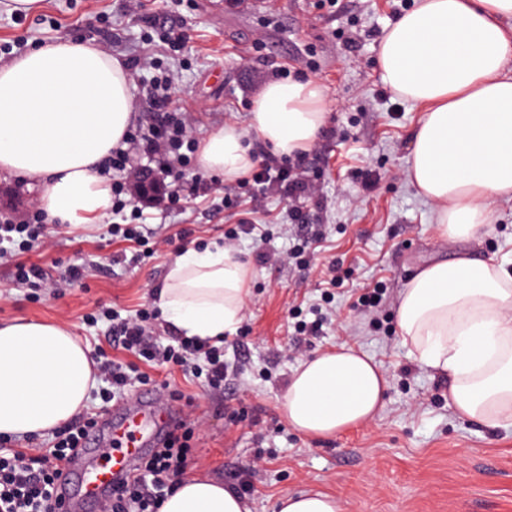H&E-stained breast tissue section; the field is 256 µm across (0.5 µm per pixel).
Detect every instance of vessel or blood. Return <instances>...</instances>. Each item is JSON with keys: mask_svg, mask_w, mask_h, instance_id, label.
I'll return each instance as SVG.
<instances>
[{"mask_svg": "<svg viewBox=\"0 0 512 512\" xmlns=\"http://www.w3.org/2000/svg\"><path fill=\"white\" fill-rule=\"evenodd\" d=\"M177 420L161 391L154 388L141 391L130 402L115 408L84 446L75 450L58 493L62 512H89L109 498L115 480L133 481L139 461L160 447ZM108 440L120 451L106 464H97L95 454Z\"/></svg>", "mask_w": 512, "mask_h": 512, "instance_id": "1", "label": "vessel or blood"}]
</instances>
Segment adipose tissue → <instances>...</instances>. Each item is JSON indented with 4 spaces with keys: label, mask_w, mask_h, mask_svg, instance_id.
<instances>
[{
    "label": "adipose tissue",
    "mask_w": 512,
    "mask_h": 512,
    "mask_svg": "<svg viewBox=\"0 0 512 512\" xmlns=\"http://www.w3.org/2000/svg\"><path fill=\"white\" fill-rule=\"evenodd\" d=\"M377 72L395 96L419 105L407 178L433 207L443 240L482 237L496 205L512 201V0H419L386 28ZM136 110L125 61L93 41L43 43L0 63V171L42 180L49 221L93 224L111 205L102 162L119 146ZM328 115L316 79L266 83L248 129L227 123L202 142L198 166L233 181L255 157L246 131L277 155L308 151ZM250 268L218 244L184 248L154 303L184 336L220 339L236 331ZM410 354L447 377L448 401L464 419L512 428V269L462 255L432 262L396 303ZM96 362L61 322L0 325V436H43L86 407ZM390 379L371 357L342 344L294 370L282 413L308 438L373 422ZM160 512H249L209 478L180 482Z\"/></svg>",
    "instance_id": "obj_1"
}]
</instances>
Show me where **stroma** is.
I'll return each instance as SVG.
<instances>
[{"label": "stroma", "mask_w": 512, "mask_h": 512, "mask_svg": "<svg viewBox=\"0 0 512 512\" xmlns=\"http://www.w3.org/2000/svg\"><path fill=\"white\" fill-rule=\"evenodd\" d=\"M7 2L0 0V62L75 36L138 60L129 74L142 128L160 116L149 79L161 73L174 78L170 111L185 113L199 141L229 122L247 128L252 100L270 81L315 78L330 108L318 150L305 160L318 174L319 191L298 206L308 221L304 230L320 242L304 263L275 260L301 230L288 219L283 192L254 199L223 181L187 197L182 209L148 216V228L173 238L150 255L113 241L109 215L91 225H49L31 260L54 280L73 265L85 275L60 292L20 288L0 262V323L64 322L91 354L130 362V354L113 349L102 312L152 308L154 290L183 248L223 241L239 218H250L269 236L234 244L252 270L251 295L237 330L224 339L223 394L177 369L150 372L170 379L171 406L195 425L185 477L203 475L230 488L239 468L250 465L244 500L251 512H277L281 496L312 491L338 496L344 512H512V429L494 432L457 418L447 380L408 353L395 322L398 295L423 265L462 252L512 259L511 201L498 204L491 234L447 244L436 238L431 205L407 181L421 112L379 82L376 56L381 33L413 0H340L336 12L319 0H248L241 7L234 0H144L135 14L126 0H40L26 13L10 11ZM164 24L181 28L185 41L164 45ZM41 189V180L1 174L0 216L32 209ZM230 194L236 201L229 208L223 198ZM262 252L272 261H260ZM331 261L342 278L334 288L323 284ZM373 290L381 305L357 310L359 296ZM316 307L328 313L321 332L300 335L295 321L310 319ZM341 343L388 373L385 406L369 425L305 439L282 415L288 380L301 360Z\"/></svg>", "instance_id": "35a3bbf8"}]
</instances>
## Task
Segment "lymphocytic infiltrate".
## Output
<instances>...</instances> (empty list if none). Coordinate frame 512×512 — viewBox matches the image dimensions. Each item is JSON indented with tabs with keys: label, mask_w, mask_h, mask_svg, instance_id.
<instances>
[{
	"label": "lymphocytic infiltrate",
	"mask_w": 512,
	"mask_h": 512,
	"mask_svg": "<svg viewBox=\"0 0 512 512\" xmlns=\"http://www.w3.org/2000/svg\"><path fill=\"white\" fill-rule=\"evenodd\" d=\"M168 96L161 95L155 106L162 115L157 125L149 130L130 131L125 146L113 148L108 159L112 170L122 172V179L112 183V209L123 212L132 206V188L143 177L145 161L161 158L162 170L169 178L163 195L169 205L181 200L183 187L197 191L206 188L203 176L195 173L192 156L195 141L187 130V119L168 111ZM250 194L278 188L288 198L298 199L314 195L318 185L311 178L303 162L264 155L250 175L239 183ZM47 217L42 210L25 213L21 220L0 221V241L20 244L12 266L17 284L36 287L46 281L43 269L29 262L24 250L42 238ZM152 315L141 311L138 318L127 319L112 314V346L143 356L155 366H182L189 357L204 360L205 382L209 391H224L223 346L193 339H179L177 345L157 351L153 348ZM96 424L95 417L80 416L58 430L56 443L49 454L12 450L0 453V512H56L55 494L64 476V470L75 448L80 447L85 433ZM192 429L179 423L170 433L166 444L147 457L137 477L129 483L116 486L105 512H159L162 500L179 481L192 454Z\"/></svg>",
	"instance_id": "1"
}]
</instances>
